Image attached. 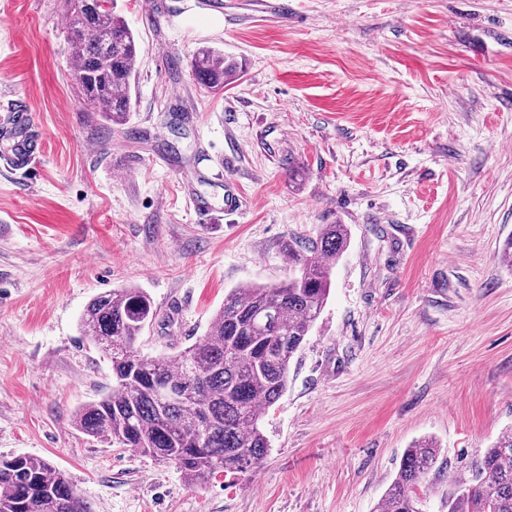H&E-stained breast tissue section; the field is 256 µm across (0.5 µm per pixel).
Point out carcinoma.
<instances>
[{"mask_svg": "<svg viewBox=\"0 0 512 512\" xmlns=\"http://www.w3.org/2000/svg\"><path fill=\"white\" fill-rule=\"evenodd\" d=\"M67 2L71 79L80 104L123 122L136 73V35L117 13L116 0L89 13L77 10V0ZM192 71L211 91L239 74L236 61L208 47L194 56ZM348 240L346 225L327 224L316 238L293 241L288 281L232 289L205 340L172 356L148 357L136 348L155 316L142 289L115 288L94 298L81 331L109 360L112 388L76 411V428L96 441L173 462L192 485L220 471L258 469L268 451L262 410L285 392L289 363L324 310ZM165 391H184L190 402H167ZM438 457L429 441L407 449L376 512H421L413 490ZM0 512L91 510L47 460L1 455ZM448 512H512V435L472 458L468 475L448 497Z\"/></svg>", "mask_w": 512, "mask_h": 512, "instance_id": "obj_1", "label": "carcinoma"}]
</instances>
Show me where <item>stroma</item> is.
<instances>
[{
  "label": "stroma",
  "instance_id": "stroma-1",
  "mask_svg": "<svg viewBox=\"0 0 512 512\" xmlns=\"http://www.w3.org/2000/svg\"><path fill=\"white\" fill-rule=\"evenodd\" d=\"M287 2L117 0L138 61L116 125L79 103L66 0H0V119L20 103L40 147L14 172L0 129V455L48 460L91 512H375L425 440L415 493L448 512L512 434V0ZM203 47L242 66L222 92L192 75ZM326 224L349 247L258 470L195 486L75 428L112 386L79 328L93 298L143 289L138 349L171 355Z\"/></svg>",
  "mask_w": 512,
  "mask_h": 512
}]
</instances>
